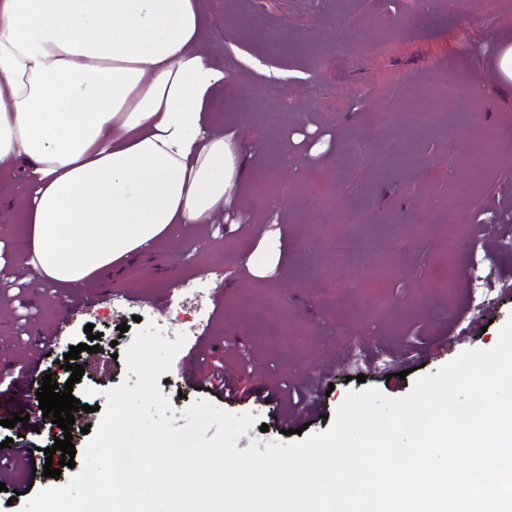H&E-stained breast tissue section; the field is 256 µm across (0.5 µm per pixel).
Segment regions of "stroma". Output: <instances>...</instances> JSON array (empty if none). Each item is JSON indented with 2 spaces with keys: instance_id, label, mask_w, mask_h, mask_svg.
Returning a JSON list of instances; mask_svg holds the SVG:
<instances>
[{
  "instance_id": "35a3bbf8",
  "label": "stroma",
  "mask_w": 512,
  "mask_h": 512,
  "mask_svg": "<svg viewBox=\"0 0 512 512\" xmlns=\"http://www.w3.org/2000/svg\"><path fill=\"white\" fill-rule=\"evenodd\" d=\"M204 32L224 71L210 119L241 141L259 139L257 164L275 169V182L293 188L280 210L268 209L256 192L236 204L232 223L184 224L152 252L113 271L112 296L96 288H50L27 274L22 288L5 284L16 274L21 250L19 204L29 192L22 163L0 173V357L37 358V335L53 337V353L41 371L65 385L70 348L87 342L85 326L98 332L99 350L80 352L85 369L72 394L91 412H76L70 432L75 464L98 426L106 391L127 376L123 354L134 332L148 323L180 331L185 321L178 290L188 280L223 288L222 305L207 301L199 337L175 355L160 389L184 426V410L206 400L257 423L237 441L292 443L283 434L286 411L276 399L243 403L196 388L184 366L199 357L200 336L217 346L224 365L254 370L244 387L275 380L291 395L320 387L312 412H292L308 433L327 431L346 394L370 386L390 398L407 395L416 376L437 372L467 349H492L512 316V183L496 170L463 167L460 156L484 134L495 135L505 165L512 166V83L499 82L495 57L500 39L512 35V0H200ZM461 79L484 95L478 112L448 119L416 133L409 114L424 89ZM322 86L321 109L308 110L307 91ZM280 113L279 123L267 120ZM393 118L386 133L381 115ZM411 145L412 169L395 153ZM298 169L278 166L281 155ZM469 229H461L462 218ZM396 232L416 248L391 259L382 275L375 258L335 260L321 251L329 236ZM476 239L453 256L443 255L445 234ZM494 289L492 304L474 307L473 275ZM456 288H449V278ZM128 331H121V324ZM382 352L365 369V383L348 379L344 350ZM24 470L0 491V512H20L30 493L62 486L74 476Z\"/></svg>"
}]
</instances>
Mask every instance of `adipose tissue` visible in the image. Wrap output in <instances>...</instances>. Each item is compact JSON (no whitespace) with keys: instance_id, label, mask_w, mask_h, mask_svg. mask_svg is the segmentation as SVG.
<instances>
[{"instance_id":"1","label":"adipose tissue","mask_w":512,"mask_h":512,"mask_svg":"<svg viewBox=\"0 0 512 512\" xmlns=\"http://www.w3.org/2000/svg\"><path fill=\"white\" fill-rule=\"evenodd\" d=\"M223 81L198 0H0V167L31 185L20 268L73 287L233 207L261 170L210 125Z\"/></svg>"}]
</instances>
